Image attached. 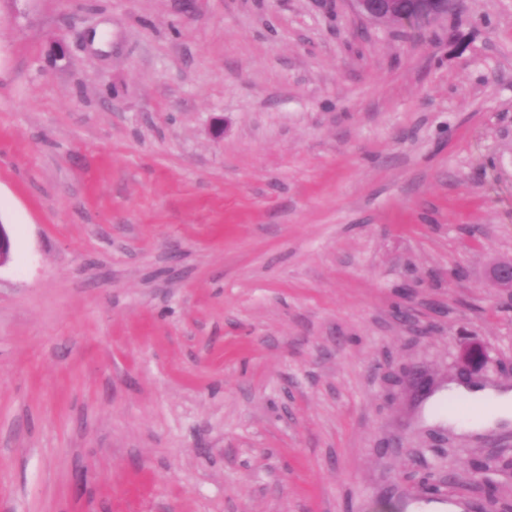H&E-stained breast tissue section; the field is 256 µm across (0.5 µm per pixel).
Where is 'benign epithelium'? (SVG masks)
I'll return each instance as SVG.
<instances>
[{
  "label": "benign epithelium",
  "mask_w": 512,
  "mask_h": 512,
  "mask_svg": "<svg viewBox=\"0 0 512 512\" xmlns=\"http://www.w3.org/2000/svg\"><path fill=\"white\" fill-rule=\"evenodd\" d=\"M356 14L371 23H389L409 28L423 29L448 16L456 0H350ZM488 278L500 288L512 290V258L492 263ZM458 367L466 372L480 371L488 356L477 341L464 344L457 355Z\"/></svg>",
  "instance_id": "obj_1"
}]
</instances>
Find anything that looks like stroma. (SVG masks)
Here are the masks:
<instances>
[{
	"mask_svg": "<svg viewBox=\"0 0 512 512\" xmlns=\"http://www.w3.org/2000/svg\"><path fill=\"white\" fill-rule=\"evenodd\" d=\"M0 222V512H512V0H0ZM356 14L371 23L423 29L448 17L459 0H349ZM456 362L462 371H481L488 362V356L481 343L471 341L460 348ZM449 386L451 389L448 390V399L461 398L477 405L490 406L485 415L470 423L472 430L479 431L487 426L512 420V391L507 388L468 387L456 383Z\"/></svg>",
	"mask_w": 512,
	"mask_h": 512,
	"instance_id": "stroma-1",
	"label": "stroma"
}]
</instances>
